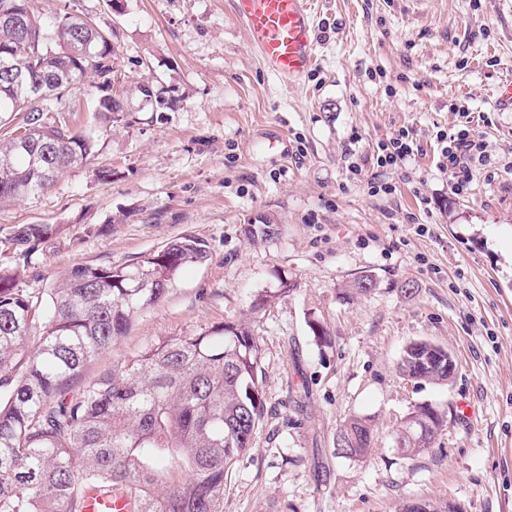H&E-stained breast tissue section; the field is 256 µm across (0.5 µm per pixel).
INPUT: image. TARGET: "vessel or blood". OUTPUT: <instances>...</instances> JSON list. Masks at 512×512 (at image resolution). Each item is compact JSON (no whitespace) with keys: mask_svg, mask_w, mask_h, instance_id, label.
Returning a JSON list of instances; mask_svg holds the SVG:
<instances>
[{"mask_svg":"<svg viewBox=\"0 0 512 512\" xmlns=\"http://www.w3.org/2000/svg\"><path fill=\"white\" fill-rule=\"evenodd\" d=\"M234 15L248 32L266 72L281 86L298 83L315 65L312 0H232ZM85 512H128L125 497L87 495Z\"/></svg>","mask_w":512,"mask_h":512,"instance_id":"obj_1","label":"vessel or blood"}]
</instances>
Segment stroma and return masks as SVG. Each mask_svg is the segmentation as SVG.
<instances>
[{
	"instance_id": "1",
	"label": "stroma",
	"mask_w": 512,
	"mask_h": 512,
	"mask_svg": "<svg viewBox=\"0 0 512 512\" xmlns=\"http://www.w3.org/2000/svg\"><path fill=\"white\" fill-rule=\"evenodd\" d=\"M30 6L91 17L118 54L120 84L180 106L154 112L130 98L90 164L0 206V270L43 294L76 265L131 263L184 235L210 252L86 376L161 340L247 323L267 412L218 512H399L412 499L512 512V110L495 98L512 77V0H318L319 64L287 88L229 0ZM464 124L500 171H475L457 195L437 168L436 133ZM400 129L418 153L378 167V142ZM374 182L395 191L373 194ZM22 224L57 232L26 257L9 241ZM362 274L377 288L348 294ZM283 279L288 298L254 309ZM313 319L328 344L316 343ZM416 339L454 353L451 382L399 373ZM421 403L447 412L448 427L409 458L397 430ZM355 415L375 430L360 461L333 446Z\"/></svg>"
}]
</instances>
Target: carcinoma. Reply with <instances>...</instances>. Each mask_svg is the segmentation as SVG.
Returning <instances> with one entry per match:
<instances>
[{
    "mask_svg": "<svg viewBox=\"0 0 512 512\" xmlns=\"http://www.w3.org/2000/svg\"><path fill=\"white\" fill-rule=\"evenodd\" d=\"M34 18L25 33L3 21L11 13ZM0 113L18 112L37 140L51 143L43 155L0 138V203L45 191L69 168L87 163L98 144L94 132H62L47 121L69 112L64 97L92 71L99 82L88 104L107 124L128 111L130 92L153 112H172L176 101L145 84L113 95L114 48L87 16L66 12L47 23L29 0H0ZM39 64L48 96L34 104L15 71ZM53 224H22L10 238L30 248L49 241ZM208 259L192 235L168 242L134 264H80L48 289V303L0 272V512H84L86 493H123L131 512H217L224 475L253 445L265 417L262 349L244 323L228 322L178 336L126 355L112 369L85 377L86 365L109 352L134 319L158 306L176 275ZM292 291L288 281L253 304L262 310ZM37 337L29 350L31 337ZM429 342L403 349L401 375L418 366ZM400 452L416 457L434 436L416 425ZM357 461L370 448L374 429L353 416L336 434ZM151 456L181 477L155 491Z\"/></svg>",
    "mask_w": 512,
    "mask_h": 512,
    "instance_id": "1",
    "label": "carcinoma"
}]
</instances>
